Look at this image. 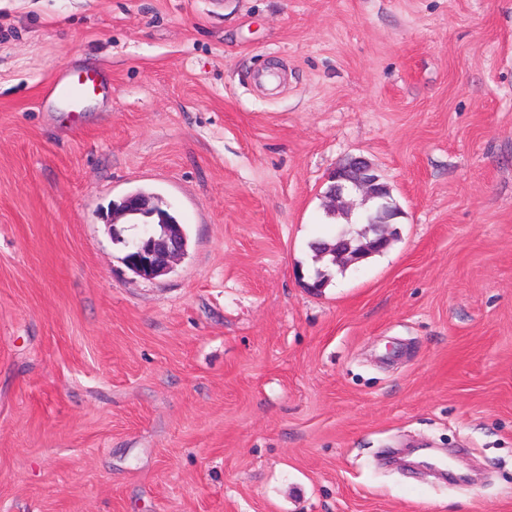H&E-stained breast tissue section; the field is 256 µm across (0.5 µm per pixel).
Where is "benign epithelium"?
<instances>
[{"label":"benign epithelium","mask_w":512,"mask_h":512,"mask_svg":"<svg viewBox=\"0 0 512 512\" xmlns=\"http://www.w3.org/2000/svg\"><path fill=\"white\" fill-rule=\"evenodd\" d=\"M334 182V190L327 193V197L335 204H342L352 209L353 203L346 200V195L356 192L361 195V201L369 200L376 204L380 211L388 216L397 215V206L391 200V190L381 183L371 163L362 157H354L336 165L329 176ZM368 228L358 237L356 245L348 240L340 241L341 251L338 255L357 259L365 255L381 253L387 249L393 239L387 229V223L365 217ZM135 251L130 269L139 276L153 279L170 269L184 254L186 244L179 228L174 224H162L160 227L149 228L144 236L132 245Z\"/></svg>","instance_id":"benign-epithelium-1"}]
</instances>
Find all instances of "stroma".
<instances>
[{
  "label": "stroma",
  "instance_id": "stroma-1",
  "mask_svg": "<svg viewBox=\"0 0 512 512\" xmlns=\"http://www.w3.org/2000/svg\"><path fill=\"white\" fill-rule=\"evenodd\" d=\"M351 156L396 237L315 289ZM0 512H512V0H0ZM103 88V78L97 72L85 70L56 76L50 84V93L58 100L77 107L84 97ZM334 182V190L327 193L328 199L334 204L341 203L351 210L353 203L346 200L345 195L355 192L361 195L362 203L372 200L380 211L392 219L397 215V206L391 200L388 184L380 183L381 178L371 163L362 157H354L336 165L329 177ZM153 210L151 213H154L157 218L154 223L159 224L161 230L157 228L158 225H153L138 242H132L134 243L132 251H135V256L129 268L139 276L148 279L168 271L171 265L184 254L186 250L184 237L187 240L182 225L184 237L176 226L180 224L176 215L159 205L153 207Z\"/></svg>",
  "mask_w": 512,
  "mask_h": 512
}]
</instances>
